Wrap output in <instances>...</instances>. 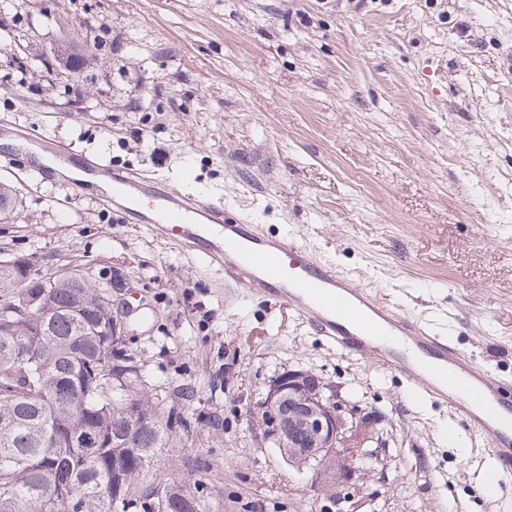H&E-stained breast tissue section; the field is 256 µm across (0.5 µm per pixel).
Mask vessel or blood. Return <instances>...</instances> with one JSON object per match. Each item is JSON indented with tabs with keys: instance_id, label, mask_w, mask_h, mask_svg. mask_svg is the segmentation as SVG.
<instances>
[{
	"instance_id": "1",
	"label": "vessel or blood",
	"mask_w": 512,
	"mask_h": 512,
	"mask_svg": "<svg viewBox=\"0 0 512 512\" xmlns=\"http://www.w3.org/2000/svg\"><path fill=\"white\" fill-rule=\"evenodd\" d=\"M16 134L47 162L14 154L5 156L6 165L45 180L62 178L77 191L91 180L102 184L105 205L201 257L225 284L292 310L338 349L372 357L419 396L447 406L455 422L488 441L500 473L512 477V389L481 363L459 355L427 321L356 284L296 237L270 236L225 206L222 193L188 189L149 171L115 168L98 156L76 166L72 152L40 128L20 127Z\"/></svg>"
}]
</instances>
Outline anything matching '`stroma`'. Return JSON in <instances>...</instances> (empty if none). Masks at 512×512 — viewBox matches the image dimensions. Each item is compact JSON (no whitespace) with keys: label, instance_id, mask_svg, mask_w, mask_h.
Returning <instances> with one entry per match:
<instances>
[{"label":"stroma","instance_id":"1","mask_svg":"<svg viewBox=\"0 0 512 512\" xmlns=\"http://www.w3.org/2000/svg\"><path fill=\"white\" fill-rule=\"evenodd\" d=\"M80 57L79 74L67 64ZM0 117L76 154L208 187L294 234L512 382V0H0ZM0 255L116 276L147 370L218 393L198 480L224 512L329 505L262 439L269 380L309 370L376 412L360 512H502L488 443L403 380L124 223L100 192L0 167Z\"/></svg>","mask_w":512,"mask_h":512}]
</instances>
